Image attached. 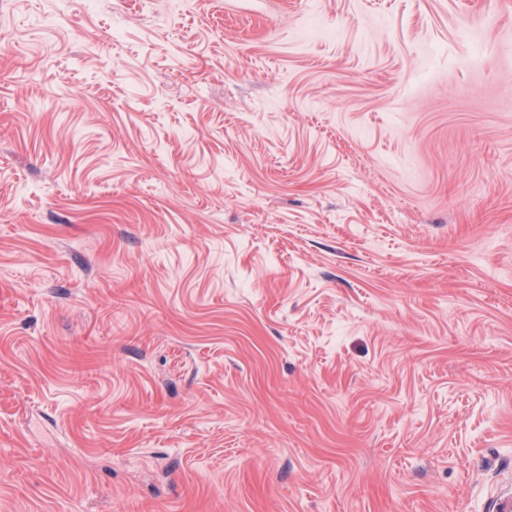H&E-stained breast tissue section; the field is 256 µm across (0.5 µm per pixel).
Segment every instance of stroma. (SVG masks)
I'll return each mask as SVG.
<instances>
[{
    "instance_id": "1",
    "label": "stroma",
    "mask_w": 512,
    "mask_h": 512,
    "mask_svg": "<svg viewBox=\"0 0 512 512\" xmlns=\"http://www.w3.org/2000/svg\"><path fill=\"white\" fill-rule=\"evenodd\" d=\"M0 512L512 497V0H0Z\"/></svg>"
}]
</instances>
